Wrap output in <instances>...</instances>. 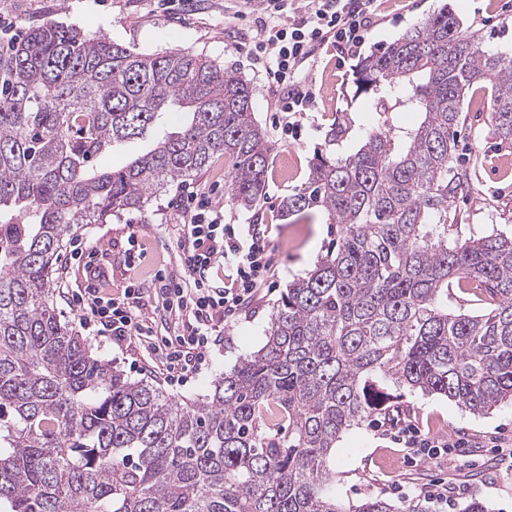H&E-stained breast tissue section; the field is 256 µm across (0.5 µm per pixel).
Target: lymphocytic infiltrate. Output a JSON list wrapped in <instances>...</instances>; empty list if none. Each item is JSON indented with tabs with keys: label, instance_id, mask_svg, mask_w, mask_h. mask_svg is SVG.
<instances>
[{
	"label": "lymphocytic infiltrate",
	"instance_id": "lymphocytic-infiltrate-1",
	"mask_svg": "<svg viewBox=\"0 0 512 512\" xmlns=\"http://www.w3.org/2000/svg\"><path fill=\"white\" fill-rule=\"evenodd\" d=\"M375 23V0H267L257 18L261 36L250 50V63L264 69L268 86L278 92L276 126L283 135H297V114L312 111L315 95L300 85L297 74L316 44L335 40L358 54ZM182 218L181 276L160 277L163 307L176 319L173 336L155 346L172 376L197 372L207 353L221 343L224 322L233 318L267 280L272 269L269 243L257 224H228L212 205L208 192L192 190L175 199ZM223 270L224 285L216 287L214 270ZM138 284L122 297L101 296L91 288L76 296L86 323L113 343L153 335L154 316L141 308Z\"/></svg>",
	"mask_w": 512,
	"mask_h": 512
}]
</instances>
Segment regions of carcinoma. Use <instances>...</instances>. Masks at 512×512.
<instances>
[{
  "mask_svg": "<svg viewBox=\"0 0 512 512\" xmlns=\"http://www.w3.org/2000/svg\"><path fill=\"white\" fill-rule=\"evenodd\" d=\"M491 85L512 142V56L483 49L443 7L367 57L360 91L383 121L344 159L319 156L282 201L341 225L336 246L288 285L264 345L182 402L92 355L53 305L55 263L83 224L140 210L224 154L244 208L265 196L270 145L252 90L201 55L138 53L52 22L0 46V512H395L344 507L331 455L391 397L435 393L473 412L512 402V235L448 241L466 91ZM183 112L173 128L166 113ZM152 136L118 171L114 147ZM485 314L443 307L453 282Z\"/></svg>",
  "mask_w": 512,
  "mask_h": 512,
  "instance_id": "obj_1",
  "label": "carcinoma"
}]
</instances>
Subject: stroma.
Returning a JSON list of instances; mask_svg holds the SVG:
<instances>
[{
	"instance_id": "stroma-1",
	"label": "stroma",
	"mask_w": 512,
	"mask_h": 512,
	"mask_svg": "<svg viewBox=\"0 0 512 512\" xmlns=\"http://www.w3.org/2000/svg\"><path fill=\"white\" fill-rule=\"evenodd\" d=\"M194 14L175 17L158 8L155 0H0V14L10 17L13 33L47 22L73 26L90 38L105 37L146 54L178 49L201 54L235 70L250 83L253 111L271 145L264 200L247 209L230 195L220 196L228 224L262 225L273 252V271L253 300L243 305L224 325V344L212 350L211 363L187 384L174 383L152 352L150 340L133 337L123 347L112 346L93 335L81 319L77 305L66 297L84 288L106 285L118 297L124 288L140 282L143 301L157 306L153 291L156 275H179L178 218L171 200L187 187H227L232 169L229 157L214 158L209 166L189 177L185 184H170L154 193L143 210L113 217L108 224H86L77 239L94 250L93 262L103 272L96 279L84 262L71 260L62 249L57 262L58 283L53 302L61 321L89 339L96 355L133 381L159 384L169 397L204 398L213 382L264 343L274 303L289 283L305 277L317 260L335 245L339 225L329 223L323 211L309 219L285 215L282 200L301 188L314 155L339 158L355 152L373 129L389 120L414 126V112H395L381 118L370 99L356 91V72L363 57L385 48L441 6H448L464 28L480 38L484 49L512 51V0H377V23L368 33L359 55L348 56L334 45L323 46L313 65L304 66L299 79L316 95L315 108L302 118V136L284 141L275 129V96L267 92L264 74L246 59L256 36L255 11L244 0H194ZM491 88L479 82L468 91L457 129L459 150L456 166L466 171L468 182L449 201V239L478 238L494 232L512 233V143L501 141L490 116ZM346 134L330 140L334 124ZM137 235L147 247L142 264L125 263L124 246ZM416 427L422 435L448 441L451 449L439 458H408L395 444L397 422ZM333 489L344 505L378 498L393 504L397 512L424 501L426 512H440L442 505L427 498V487L442 483L462 487L454 503L461 512L465 502L477 499L489 512H512V405L502 404L478 415L440 395L401 388L384 415H374L359 427L346 431L332 455Z\"/></svg>"
}]
</instances>
